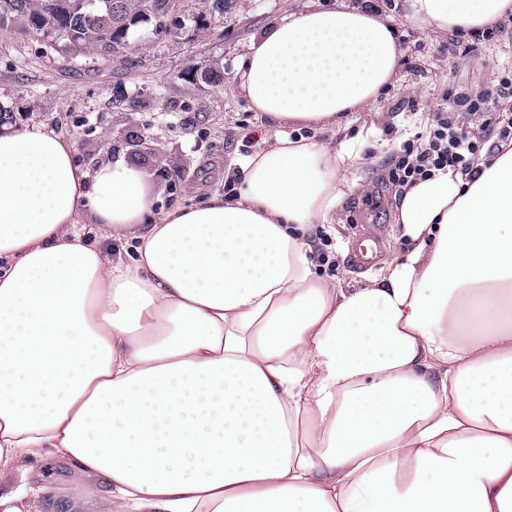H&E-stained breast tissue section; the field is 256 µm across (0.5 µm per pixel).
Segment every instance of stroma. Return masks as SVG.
<instances>
[{"mask_svg":"<svg viewBox=\"0 0 512 512\" xmlns=\"http://www.w3.org/2000/svg\"><path fill=\"white\" fill-rule=\"evenodd\" d=\"M390 15L401 34L400 79L373 109L350 113L334 142L365 135L350 170L357 188L336 210V221L317 226L313 261L321 273L363 280L350 261L353 240L369 225L384 234L382 257L404 251L408 240L396 224L401 196L387 185L405 140L426 138L437 111H454L488 155L493 112H468L459 95L481 96L499 80H512V24L470 33L435 35L410 22L404 0H352ZM309 0H180L170 34L140 25L130 37L127 62L96 54L74 55L59 39L0 26V117L41 122L73 138L78 163L93 168L121 160L143 172L160 208L189 205L223 192L229 171L263 145L266 122L248 100L230 90L240 56L268 22L298 11ZM141 145H129L130 136ZM70 462L38 451L19 458L0 477L1 489L25 488L23 512H51L60 497L78 512H107L112 497L103 483L86 491Z\"/></svg>","mask_w":512,"mask_h":512,"instance_id":"obj_1","label":"stroma"}]
</instances>
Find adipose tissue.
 Segmentation results:
<instances>
[{"label":"adipose tissue","mask_w":512,"mask_h":512,"mask_svg":"<svg viewBox=\"0 0 512 512\" xmlns=\"http://www.w3.org/2000/svg\"><path fill=\"white\" fill-rule=\"evenodd\" d=\"M408 8L440 34L512 20ZM401 56L346 0L267 24L236 89L273 138L233 195L162 212L138 170L0 124V473L52 449L114 512H512V140L405 187L409 247L365 283L311 260L357 153L286 129L342 127Z\"/></svg>","instance_id":"obj_1"}]
</instances>
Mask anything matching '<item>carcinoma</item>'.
Returning a JSON list of instances; mask_svg holds the SVG:
<instances>
[{"instance_id": "carcinoma-1", "label": "carcinoma", "mask_w": 512, "mask_h": 512, "mask_svg": "<svg viewBox=\"0 0 512 512\" xmlns=\"http://www.w3.org/2000/svg\"><path fill=\"white\" fill-rule=\"evenodd\" d=\"M180 0H0V24L67 41L72 51H103L115 57L130 47L133 28L153 24L167 32V17Z\"/></svg>"}]
</instances>
